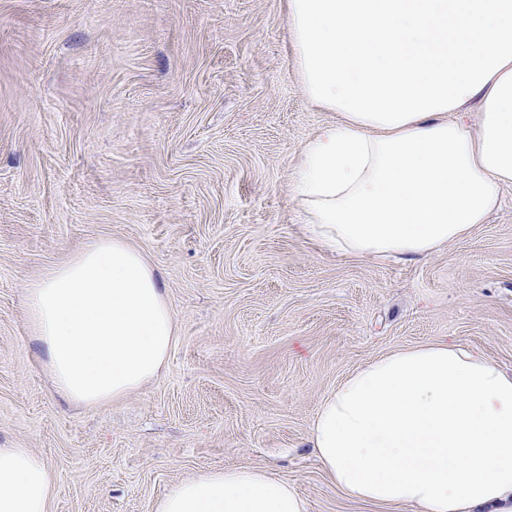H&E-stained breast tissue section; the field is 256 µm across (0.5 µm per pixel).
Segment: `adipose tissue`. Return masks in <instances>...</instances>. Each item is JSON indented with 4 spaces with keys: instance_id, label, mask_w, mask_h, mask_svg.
Here are the masks:
<instances>
[{
    "instance_id": "1",
    "label": "adipose tissue",
    "mask_w": 512,
    "mask_h": 512,
    "mask_svg": "<svg viewBox=\"0 0 512 512\" xmlns=\"http://www.w3.org/2000/svg\"><path fill=\"white\" fill-rule=\"evenodd\" d=\"M306 98L339 121L293 168L305 231L352 256L422 257L468 236L512 185V0H288ZM477 103L475 122L457 112ZM25 311L55 388L97 407L156 378L174 317L145 256L97 241L33 282ZM316 455L346 497L409 512H512V371L429 342L349 373L321 402ZM53 481L0 448V512H48ZM151 512H306L266 470L175 485Z\"/></svg>"
}]
</instances>
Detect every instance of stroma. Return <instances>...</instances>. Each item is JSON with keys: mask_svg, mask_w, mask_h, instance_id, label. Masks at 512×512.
Masks as SVG:
<instances>
[{"mask_svg": "<svg viewBox=\"0 0 512 512\" xmlns=\"http://www.w3.org/2000/svg\"><path fill=\"white\" fill-rule=\"evenodd\" d=\"M337 115L310 104L285 0H0V448H28L49 512H150L224 466L341 495L310 428L350 372L442 340L512 368V186L426 257H346L290 187ZM103 238L141 250L176 338L161 374L100 407L56 393L23 301Z\"/></svg>", "mask_w": 512, "mask_h": 512, "instance_id": "1", "label": "stroma"}]
</instances>
